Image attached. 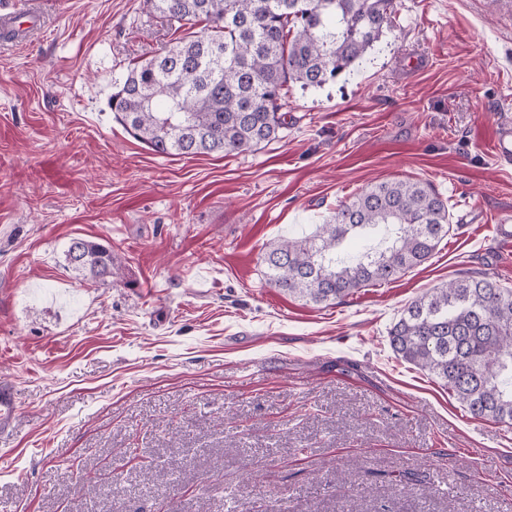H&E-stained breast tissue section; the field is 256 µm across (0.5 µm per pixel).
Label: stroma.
<instances>
[{
    "label": "stroma",
    "mask_w": 512,
    "mask_h": 512,
    "mask_svg": "<svg viewBox=\"0 0 512 512\" xmlns=\"http://www.w3.org/2000/svg\"><path fill=\"white\" fill-rule=\"evenodd\" d=\"M0 41V512H512V426L471 416L387 334L463 276L512 286L493 226L512 164V0H394L376 49L288 87L257 150L154 154L112 80L173 37L142 0H37ZM430 184L451 230L398 279L315 305L267 284L269 243L370 184ZM82 238L120 262L68 267ZM39 16L32 12H16L15 8L10 11L0 10V29L6 32H17L22 36L27 31L37 27ZM492 148L499 159L508 163L512 161V122L510 120L499 124ZM66 259L84 277L111 283L116 274L117 259L111 247L97 242L73 240L66 251ZM17 414V404L13 386L0 382V432L11 428Z\"/></svg>",
    "instance_id": "stroma-1"
}]
</instances>
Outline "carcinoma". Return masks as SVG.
I'll return each instance as SVG.
<instances>
[{
    "label": "carcinoma",
    "instance_id": "carcinoma-1",
    "mask_svg": "<svg viewBox=\"0 0 512 512\" xmlns=\"http://www.w3.org/2000/svg\"><path fill=\"white\" fill-rule=\"evenodd\" d=\"M170 25L202 26L112 83L115 118L162 156L237 154L288 127V84L322 87L380 41L393 0H143ZM448 205L421 182L384 181L339 204L308 236L273 243L267 283L315 304L396 280L450 231ZM66 259L103 282L116 257L74 240ZM392 351L428 372L475 417L512 425V288L462 277L405 307Z\"/></svg>",
    "mask_w": 512,
    "mask_h": 512
}]
</instances>
